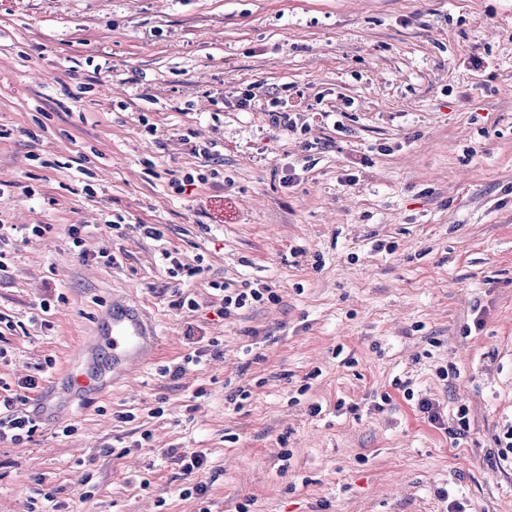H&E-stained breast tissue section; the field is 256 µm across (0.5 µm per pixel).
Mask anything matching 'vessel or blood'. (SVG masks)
Listing matches in <instances>:
<instances>
[{"label":"vessel or blood","instance_id":"vessel-or-blood-1","mask_svg":"<svg viewBox=\"0 0 512 512\" xmlns=\"http://www.w3.org/2000/svg\"><path fill=\"white\" fill-rule=\"evenodd\" d=\"M160 338L155 327L130 295L116 297L112 308L83 344L84 354L96 358L89 369L71 371L65 387L47 384L38 398L46 414H54L74 398L90 396L119 377L143 370L155 357Z\"/></svg>","mask_w":512,"mask_h":512}]
</instances>
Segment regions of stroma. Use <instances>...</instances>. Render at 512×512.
Listing matches in <instances>:
<instances>
[{
  "mask_svg": "<svg viewBox=\"0 0 512 512\" xmlns=\"http://www.w3.org/2000/svg\"><path fill=\"white\" fill-rule=\"evenodd\" d=\"M1 224L45 230L0 259V391L92 366L116 294L161 347L0 443V512H512V0H0ZM245 286L246 288L235 289L232 292L227 291L228 288H224V317L231 315L232 309L239 310L251 307L253 303H260L263 301L264 295L271 292L267 285L261 288H251V284L246 283Z\"/></svg>",
  "mask_w": 512,
  "mask_h": 512,
  "instance_id": "stroma-1",
  "label": "stroma"
}]
</instances>
